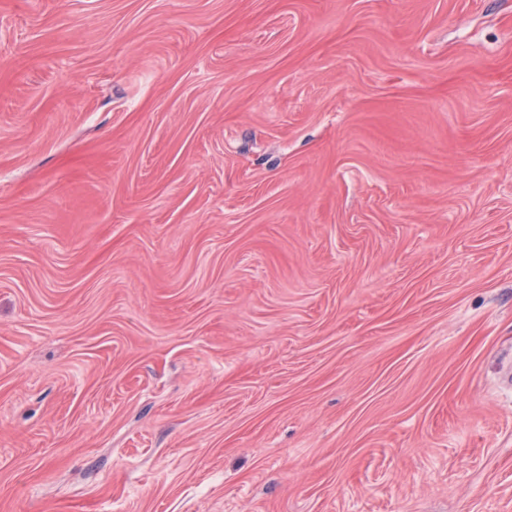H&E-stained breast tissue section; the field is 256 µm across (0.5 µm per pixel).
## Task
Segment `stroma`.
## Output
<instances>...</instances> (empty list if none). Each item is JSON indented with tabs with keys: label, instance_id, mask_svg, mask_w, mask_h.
<instances>
[{
	"label": "stroma",
	"instance_id": "1",
	"mask_svg": "<svg viewBox=\"0 0 512 512\" xmlns=\"http://www.w3.org/2000/svg\"><path fill=\"white\" fill-rule=\"evenodd\" d=\"M0 512H512V0H0Z\"/></svg>",
	"mask_w": 512,
	"mask_h": 512
}]
</instances>
